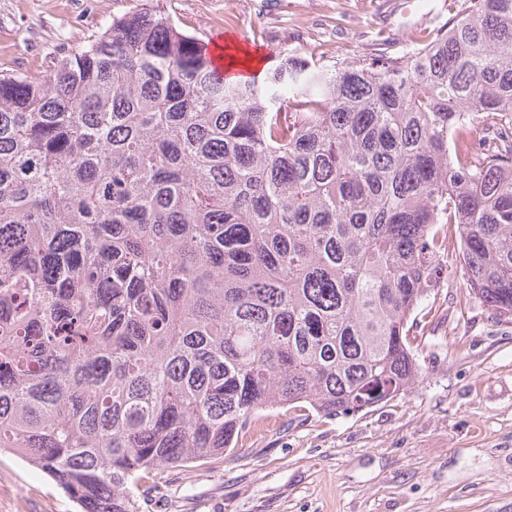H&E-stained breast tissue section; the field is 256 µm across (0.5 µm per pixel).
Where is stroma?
<instances>
[{
	"label": "stroma",
	"mask_w": 512,
	"mask_h": 512,
	"mask_svg": "<svg viewBox=\"0 0 512 512\" xmlns=\"http://www.w3.org/2000/svg\"><path fill=\"white\" fill-rule=\"evenodd\" d=\"M457 0H0V74L36 72L113 17L159 9L198 38L354 61L403 55ZM421 376L355 415L277 409L237 450L155 472L141 512H512V321L469 296L460 267L417 316ZM0 512H77L39 469L0 452Z\"/></svg>",
	"instance_id": "stroma-1"
}]
</instances>
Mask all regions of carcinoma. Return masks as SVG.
<instances>
[{"label":"carcinoma","mask_w":512,"mask_h":512,"mask_svg":"<svg viewBox=\"0 0 512 512\" xmlns=\"http://www.w3.org/2000/svg\"><path fill=\"white\" fill-rule=\"evenodd\" d=\"M458 2L399 57L229 81L144 11L0 74V450L139 512L267 410L405 392L448 243L512 318V0Z\"/></svg>","instance_id":"obj_1"}]
</instances>
